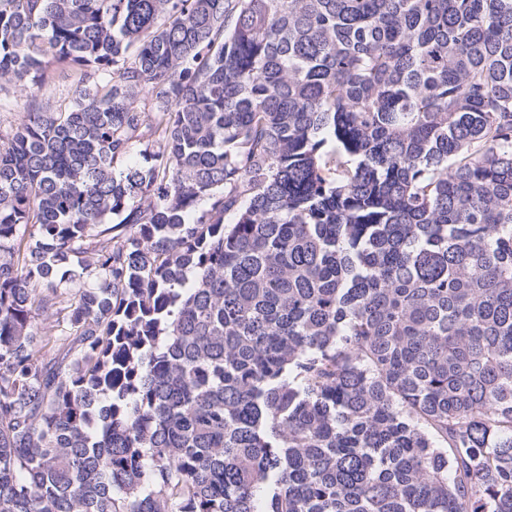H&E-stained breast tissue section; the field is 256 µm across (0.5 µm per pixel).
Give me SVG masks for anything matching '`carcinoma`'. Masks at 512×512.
<instances>
[{
  "instance_id": "cac0c4a2",
  "label": "carcinoma",
  "mask_w": 512,
  "mask_h": 512,
  "mask_svg": "<svg viewBox=\"0 0 512 512\" xmlns=\"http://www.w3.org/2000/svg\"><path fill=\"white\" fill-rule=\"evenodd\" d=\"M17 87L0 512H512V0H0Z\"/></svg>"
}]
</instances>
